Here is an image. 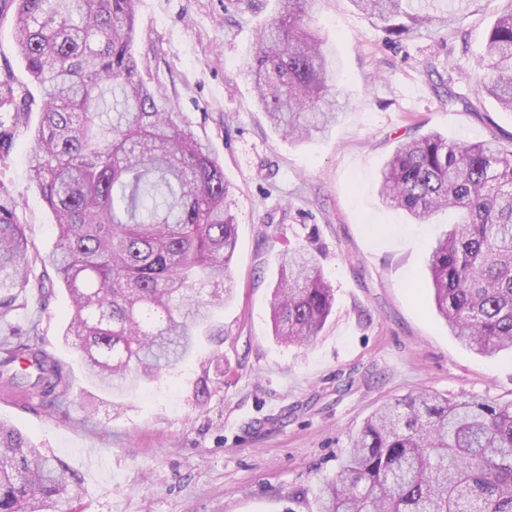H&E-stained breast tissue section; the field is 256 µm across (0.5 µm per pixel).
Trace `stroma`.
<instances>
[{
  "mask_svg": "<svg viewBox=\"0 0 512 512\" xmlns=\"http://www.w3.org/2000/svg\"><path fill=\"white\" fill-rule=\"evenodd\" d=\"M137 0L135 55L150 86L209 140L233 188L238 243L224 333L154 381L115 393L91 382L63 332L70 301L53 281L45 303L0 321V342L39 324L42 347L70 375L64 403L0 388L14 424L80 484L54 512H288V494L336 473L381 406L428 389L512 402V353L489 358L449 336L428 288L427 257L445 212L414 224L382 204L377 180L403 139L436 132L512 144V113L479 84L485 44L505 0H463L441 30L399 42L352 0H316L309 17L341 69L349 103L324 135L276 130L239 76L276 0ZM30 128L19 127L0 182L41 256L55 219L30 185ZM312 252L334 292L317 339L286 345L270 305L281 255ZM223 354L215 370L212 352Z\"/></svg>",
  "mask_w": 512,
  "mask_h": 512,
  "instance_id": "35a3bbf8",
  "label": "stroma"
}]
</instances>
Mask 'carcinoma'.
<instances>
[{"instance_id": "cac0c4a2", "label": "carcinoma", "mask_w": 512, "mask_h": 512, "mask_svg": "<svg viewBox=\"0 0 512 512\" xmlns=\"http://www.w3.org/2000/svg\"><path fill=\"white\" fill-rule=\"evenodd\" d=\"M391 39L448 24L431 4L352 0ZM310 0H277L241 75L274 127L308 139L339 120L338 61L306 21ZM41 107L29 179L57 224L55 250L29 244L0 185V319L25 306L32 266L49 264L66 288L87 376L128 391L187 361L231 291L237 244L231 192L208 141L152 92L134 54L136 0H0ZM483 88L512 112V2L495 20ZM36 101L0 71V157ZM378 194L416 224L457 210L461 220L428 256L434 301L448 332L486 356L512 350V147L450 142L428 133L400 144ZM333 293L316 259L284 254L271 307L274 335L309 344ZM0 344V382L60 402L64 366L38 341ZM79 483L0 421V512H44L78 496ZM288 500L306 512H512V403L426 390L381 407L351 440L319 491Z\"/></svg>"}]
</instances>
